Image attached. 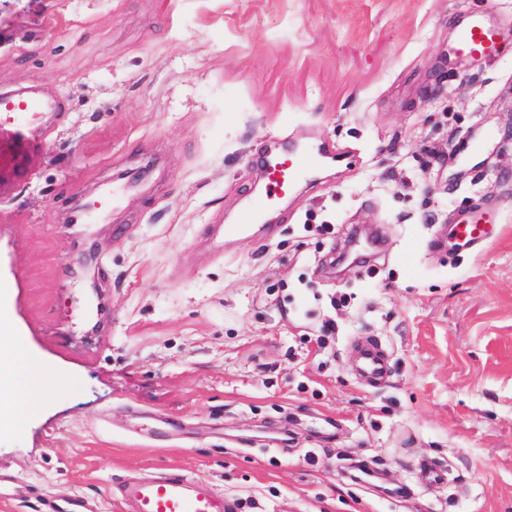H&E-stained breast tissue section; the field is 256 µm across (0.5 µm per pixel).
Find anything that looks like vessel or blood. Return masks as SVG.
Wrapping results in <instances>:
<instances>
[{
    "label": "vessel or blood",
    "instance_id": "obj_1",
    "mask_svg": "<svg viewBox=\"0 0 512 512\" xmlns=\"http://www.w3.org/2000/svg\"><path fill=\"white\" fill-rule=\"evenodd\" d=\"M459 51L476 57L495 55L500 47L498 30L475 19L460 31ZM1 108L20 112H58L66 110L62 101H45L36 90L25 95L0 98ZM333 146L322 142L309 150L291 148L269 153L262 165L265 180L264 197L252 200L239 216L240 223H255L268 199L288 195L300 177L309 171L317 158L334 157ZM487 217L480 211L460 214L451 228L450 237L435 238L436 246H451L459 251H474L487 239ZM356 368L363 385H375L390 375V364L377 342L368 341L356 351ZM415 469L422 483L438 485L447 478L446 469L430 459L416 461ZM348 478L356 485H372L383 481L384 470L366 461H355L347 468ZM122 502L129 512H238V506L207 479L194 477L184 470L171 467L157 478H132L121 487Z\"/></svg>",
    "mask_w": 512,
    "mask_h": 512
}]
</instances>
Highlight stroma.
Returning <instances> with one entry per match:
<instances>
[{"mask_svg":"<svg viewBox=\"0 0 512 512\" xmlns=\"http://www.w3.org/2000/svg\"><path fill=\"white\" fill-rule=\"evenodd\" d=\"M472 16L497 56L455 53ZM29 86L69 110L0 138V281L66 389L0 437V512H122L168 466L241 512H512V0H0V94ZM321 141L345 159L271 202L275 236L216 251L270 143ZM478 208L481 251L431 248ZM353 226L387 254L330 274ZM358 456L405 496L341 478ZM356 368L364 386H373L390 375L389 360L375 341H367L358 347ZM415 470L421 482L427 485H439L447 479L446 469L431 459L416 461Z\"/></svg>","mask_w":512,"mask_h":512,"instance_id":"obj_1","label":"stroma"}]
</instances>
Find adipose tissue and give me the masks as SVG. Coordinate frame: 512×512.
Instances as JSON below:
<instances>
[{"label": "adipose tissue", "mask_w": 512, "mask_h": 512, "mask_svg": "<svg viewBox=\"0 0 512 512\" xmlns=\"http://www.w3.org/2000/svg\"><path fill=\"white\" fill-rule=\"evenodd\" d=\"M49 389L44 363L20 349L16 329L0 307V434L19 429Z\"/></svg>", "instance_id": "1"}]
</instances>
